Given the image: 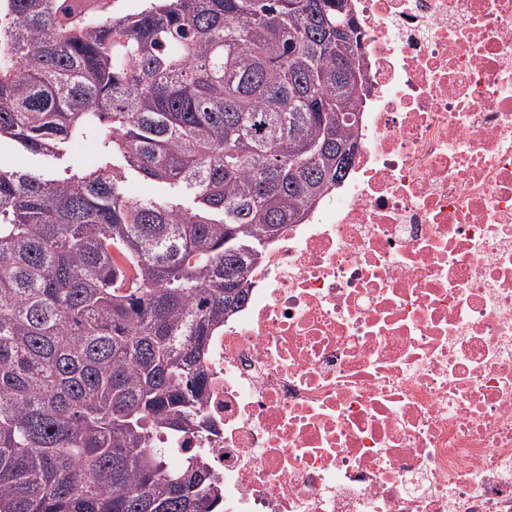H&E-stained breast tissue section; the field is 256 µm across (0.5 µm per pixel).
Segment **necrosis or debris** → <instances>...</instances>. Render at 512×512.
<instances>
[{
    "label": "necrosis or debris",
    "mask_w": 512,
    "mask_h": 512,
    "mask_svg": "<svg viewBox=\"0 0 512 512\" xmlns=\"http://www.w3.org/2000/svg\"><path fill=\"white\" fill-rule=\"evenodd\" d=\"M340 192L208 343L221 512H512V0H355Z\"/></svg>",
    "instance_id": "necrosis-or-debris-1"
}]
</instances>
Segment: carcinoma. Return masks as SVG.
Masks as SVG:
<instances>
[{
  "mask_svg": "<svg viewBox=\"0 0 512 512\" xmlns=\"http://www.w3.org/2000/svg\"><path fill=\"white\" fill-rule=\"evenodd\" d=\"M342 2L147 0L83 22L76 0H0V139L100 154L0 165V512L217 505L216 473L155 444L207 426L209 336L350 169L336 154L369 87ZM132 174L170 194L129 196ZM1 162L17 170H39L51 174L54 171L75 165L80 169H93L99 164L97 145L90 140L75 141L70 144L63 160L35 155L18 147L10 140H2L0 148Z\"/></svg>",
  "mask_w": 512,
  "mask_h": 512,
  "instance_id": "1",
  "label": "carcinoma"
}]
</instances>
